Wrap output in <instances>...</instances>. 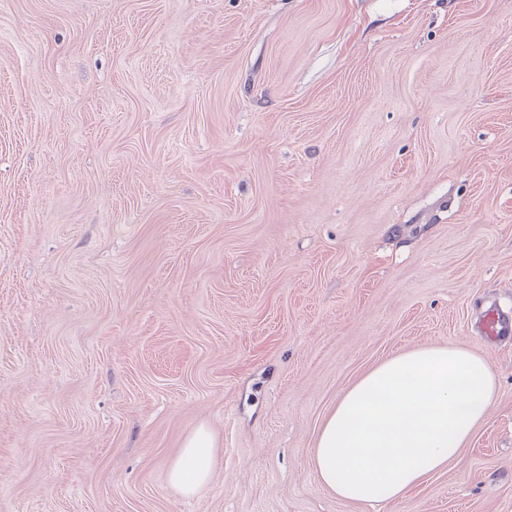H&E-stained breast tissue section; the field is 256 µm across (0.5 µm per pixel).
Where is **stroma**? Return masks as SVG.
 I'll use <instances>...</instances> for the list:
<instances>
[{
    "label": "stroma",
    "instance_id": "35a3bbf8",
    "mask_svg": "<svg viewBox=\"0 0 512 512\" xmlns=\"http://www.w3.org/2000/svg\"><path fill=\"white\" fill-rule=\"evenodd\" d=\"M493 310L512 0H0V512H512ZM448 344L499 381L458 459L331 495L337 397ZM212 432L200 427L185 441L181 453L169 469V482L186 495L195 494L212 478L216 459Z\"/></svg>",
    "mask_w": 512,
    "mask_h": 512
}]
</instances>
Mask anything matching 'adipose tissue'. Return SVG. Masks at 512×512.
<instances>
[{"label": "adipose tissue", "mask_w": 512, "mask_h": 512, "mask_svg": "<svg viewBox=\"0 0 512 512\" xmlns=\"http://www.w3.org/2000/svg\"><path fill=\"white\" fill-rule=\"evenodd\" d=\"M497 390L490 363L463 347L398 353L338 396L310 451L313 471L344 500L405 497L458 458ZM214 448L208 428L193 432L169 469L170 484L186 495L205 487Z\"/></svg>", "instance_id": "1"}]
</instances>
